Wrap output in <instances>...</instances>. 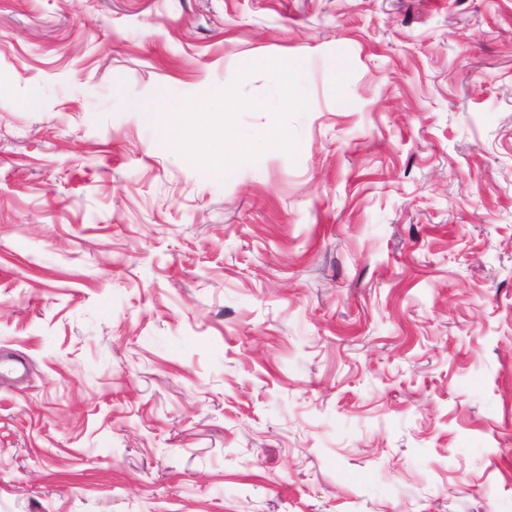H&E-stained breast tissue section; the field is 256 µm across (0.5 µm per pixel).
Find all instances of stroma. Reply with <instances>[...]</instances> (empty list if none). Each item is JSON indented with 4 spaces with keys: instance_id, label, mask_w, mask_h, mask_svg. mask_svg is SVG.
<instances>
[{
    "instance_id": "1",
    "label": "stroma",
    "mask_w": 512,
    "mask_h": 512,
    "mask_svg": "<svg viewBox=\"0 0 512 512\" xmlns=\"http://www.w3.org/2000/svg\"><path fill=\"white\" fill-rule=\"evenodd\" d=\"M268 58L231 180L123 106ZM2 350L0 512H512V0H0Z\"/></svg>"
}]
</instances>
